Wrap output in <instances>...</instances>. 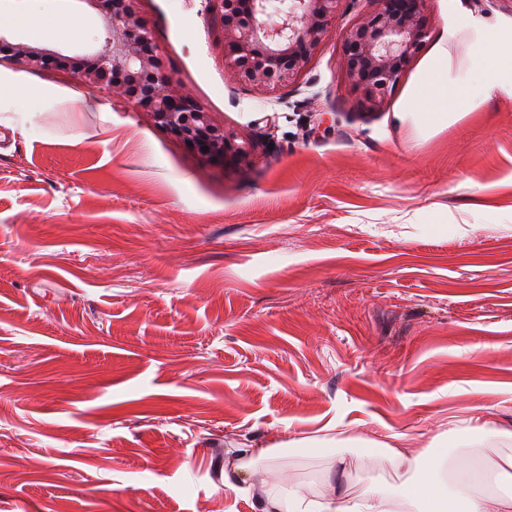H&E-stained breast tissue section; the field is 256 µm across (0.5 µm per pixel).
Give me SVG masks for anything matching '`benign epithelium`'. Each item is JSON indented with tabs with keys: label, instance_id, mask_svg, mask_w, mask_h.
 Returning a JSON list of instances; mask_svg holds the SVG:
<instances>
[{
	"label": "benign epithelium",
	"instance_id": "benign-epithelium-1",
	"mask_svg": "<svg viewBox=\"0 0 512 512\" xmlns=\"http://www.w3.org/2000/svg\"><path fill=\"white\" fill-rule=\"evenodd\" d=\"M74 2L92 11L104 32L83 54L16 42L0 29V62L31 72L68 71L79 83L133 105L210 166L235 168L251 160L264 142L263 133L241 139L178 85L149 23L136 10L137 0ZM342 2L283 0L274 10L271 0H208L221 25L229 79L260 93L297 81L326 40ZM368 2L370 9L342 35L340 65L345 87L366 109L376 111L424 49L431 25L426 0Z\"/></svg>",
	"mask_w": 512,
	"mask_h": 512
}]
</instances>
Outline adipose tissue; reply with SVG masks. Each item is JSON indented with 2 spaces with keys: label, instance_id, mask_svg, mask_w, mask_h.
<instances>
[{
  "label": "adipose tissue",
  "instance_id": "adipose-tissue-1",
  "mask_svg": "<svg viewBox=\"0 0 512 512\" xmlns=\"http://www.w3.org/2000/svg\"><path fill=\"white\" fill-rule=\"evenodd\" d=\"M472 38L481 66L467 67L447 50H439L397 112L398 121L409 120L417 131L435 133L476 109L488 93L512 97V32L477 26ZM493 434L512 438V429L454 427L436 435L429 447L411 452L357 436L302 437L292 441V448L334 460L322 477V491L300 485L270 490L258 512H512V488H496L480 479L484 470L512 469V457L502 463L481 457L482 443ZM346 445L381 460L395 472V479L350 482L341 453Z\"/></svg>",
  "mask_w": 512,
  "mask_h": 512
}]
</instances>
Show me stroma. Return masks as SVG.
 <instances>
[{"label":"stroma","instance_id":"stroma-1","mask_svg":"<svg viewBox=\"0 0 512 512\" xmlns=\"http://www.w3.org/2000/svg\"><path fill=\"white\" fill-rule=\"evenodd\" d=\"M340 10L304 75H224L207 0H138L180 84L275 146L208 166L67 72L0 65V512H258L211 452L351 434L427 447L512 418V98L430 136L394 114L440 46L512 0H427L385 106L345 89ZM19 41L77 50L71 0H0ZM332 114L318 130L320 113Z\"/></svg>","mask_w":512,"mask_h":512}]
</instances>
